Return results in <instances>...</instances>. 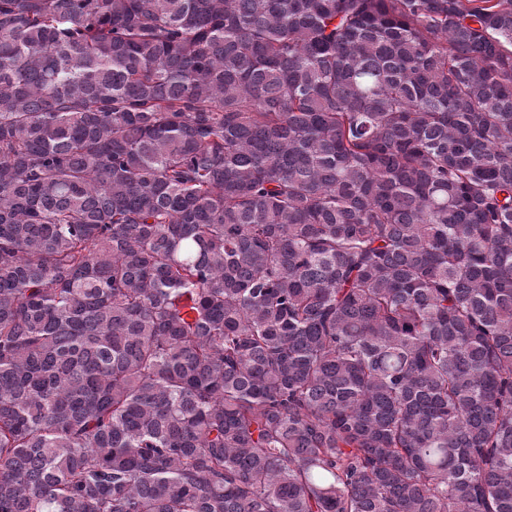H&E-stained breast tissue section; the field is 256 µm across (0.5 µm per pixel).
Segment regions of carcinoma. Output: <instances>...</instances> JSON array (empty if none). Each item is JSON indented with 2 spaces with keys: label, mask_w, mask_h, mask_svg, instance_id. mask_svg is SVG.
<instances>
[{
  "label": "carcinoma",
  "mask_w": 512,
  "mask_h": 512,
  "mask_svg": "<svg viewBox=\"0 0 512 512\" xmlns=\"http://www.w3.org/2000/svg\"><path fill=\"white\" fill-rule=\"evenodd\" d=\"M0 512H512V0H0Z\"/></svg>",
  "instance_id": "carcinoma-1"
}]
</instances>
